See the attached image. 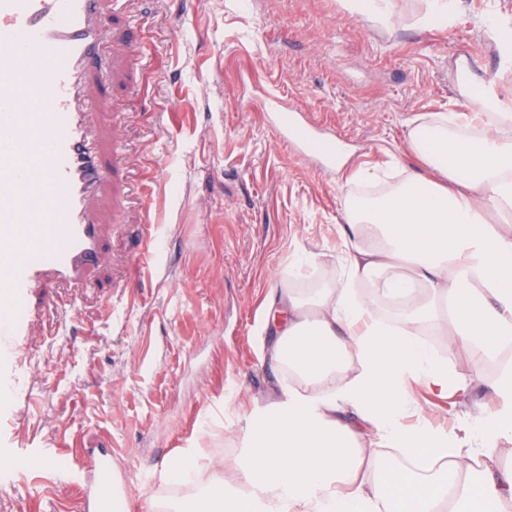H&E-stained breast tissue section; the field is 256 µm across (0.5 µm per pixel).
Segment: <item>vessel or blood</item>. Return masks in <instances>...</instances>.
<instances>
[{"label":"vessel or blood","instance_id":"obj_1","mask_svg":"<svg viewBox=\"0 0 512 512\" xmlns=\"http://www.w3.org/2000/svg\"><path fill=\"white\" fill-rule=\"evenodd\" d=\"M106 0H0V363L12 360L45 282H72L101 261L93 205L113 168L91 131L104 97ZM272 119L295 144L319 139L296 112Z\"/></svg>","mask_w":512,"mask_h":512}]
</instances>
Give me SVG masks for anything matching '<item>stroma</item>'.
I'll return each mask as SVG.
<instances>
[{
  "instance_id": "35a3bbf8",
  "label": "stroma",
  "mask_w": 512,
  "mask_h": 512,
  "mask_svg": "<svg viewBox=\"0 0 512 512\" xmlns=\"http://www.w3.org/2000/svg\"><path fill=\"white\" fill-rule=\"evenodd\" d=\"M395 25L352 14L343 0H113L107 23L111 111L100 136L121 178L97 203L104 261L74 288H37L43 306L16 356L18 381L0 421L10 495L0 512H84L91 451L111 449L126 512L190 493L160 480L195 446L232 460L249 416L284 397L267 351L271 288L296 258L318 255L313 279L337 275L352 181L381 168L384 186L420 168L415 127L465 112L459 62L512 109V62L500 30L512 0H459L447 25L424 28L428 0H383ZM303 108L334 132V168L295 149L269 119ZM150 207H142V198ZM159 227L151 272L142 225ZM415 398L432 426L476 412L485 385Z\"/></svg>"
}]
</instances>
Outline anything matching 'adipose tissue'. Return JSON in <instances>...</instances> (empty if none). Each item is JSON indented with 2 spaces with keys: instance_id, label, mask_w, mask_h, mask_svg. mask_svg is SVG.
<instances>
[{
  "instance_id": "obj_1",
  "label": "adipose tissue",
  "mask_w": 512,
  "mask_h": 512,
  "mask_svg": "<svg viewBox=\"0 0 512 512\" xmlns=\"http://www.w3.org/2000/svg\"><path fill=\"white\" fill-rule=\"evenodd\" d=\"M456 113L412 133L432 177L347 203L346 275L277 289L269 350L288 397L253 419L245 459L183 449L166 481L197 486L168 512H504L512 503V114L480 136L449 134ZM389 318H382V308ZM448 333V355L422 340ZM499 365L492 406L459 432L429 426L411 385L445 397Z\"/></svg>"
}]
</instances>
